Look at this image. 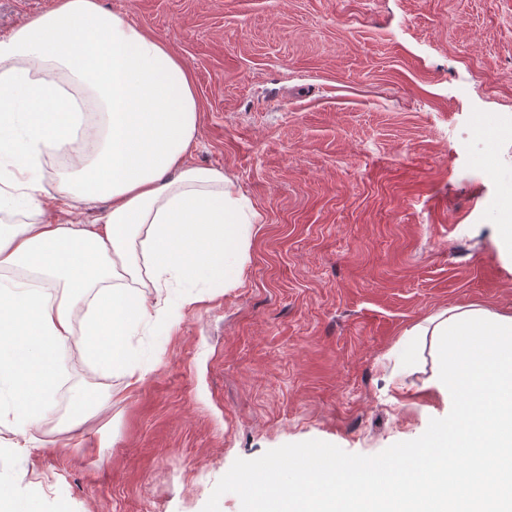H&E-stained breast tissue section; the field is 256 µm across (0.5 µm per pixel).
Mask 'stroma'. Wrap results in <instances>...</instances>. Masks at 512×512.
<instances>
[{"instance_id":"stroma-1","label":"stroma","mask_w":512,"mask_h":512,"mask_svg":"<svg viewBox=\"0 0 512 512\" xmlns=\"http://www.w3.org/2000/svg\"><path fill=\"white\" fill-rule=\"evenodd\" d=\"M188 66L189 163L222 170L257 213L237 287L198 285L177 323L127 336L138 382L61 356L46 447L0 424V482L27 512H202L236 459L317 439L372 456L446 407L433 347L406 330L442 310L512 314L495 203L512 178V0H101ZM101 395L77 428L73 390Z\"/></svg>"}]
</instances>
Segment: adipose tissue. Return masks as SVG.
Returning <instances> with one entry per match:
<instances>
[{
  "label": "adipose tissue",
  "mask_w": 512,
  "mask_h": 512,
  "mask_svg": "<svg viewBox=\"0 0 512 512\" xmlns=\"http://www.w3.org/2000/svg\"><path fill=\"white\" fill-rule=\"evenodd\" d=\"M198 112L187 65L100 0H57L0 36V271L70 291L65 303L0 286V422L17 447L43 445L60 350L135 376L137 283L173 272L237 286L255 213L222 171L187 163ZM78 203L98 207L92 223L57 219ZM74 303L89 312L79 332Z\"/></svg>",
  "instance_id": "obj_1"
}]
</instances>
